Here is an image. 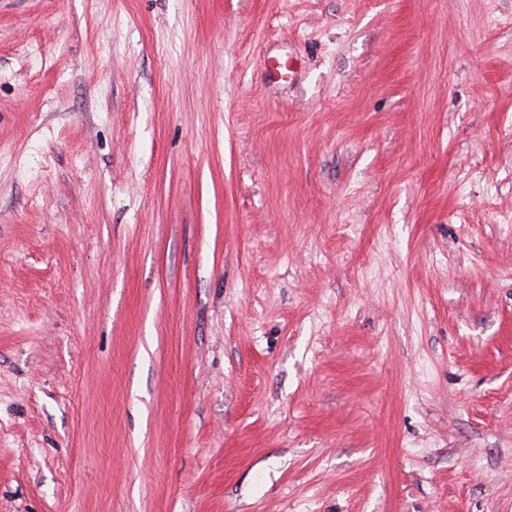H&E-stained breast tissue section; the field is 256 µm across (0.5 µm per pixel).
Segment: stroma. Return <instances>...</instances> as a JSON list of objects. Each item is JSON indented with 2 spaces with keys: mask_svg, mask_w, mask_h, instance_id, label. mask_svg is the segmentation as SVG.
Segmentation results:
<instances>
[{
  "mask_svg": "<svg viewBox=\"0 0 512 512\" xmlns=\"http://www.w3.org/2000/svg\"><path fill=\"white\" fill-rule=\"evenodd\" d=\"M0 512H512V0H0Z\"/></svg>",
  "mask_w": 512,
  "mask_h": 512,
  "instance_id": "1",
  "label": "stroma"
}]
</instances>
